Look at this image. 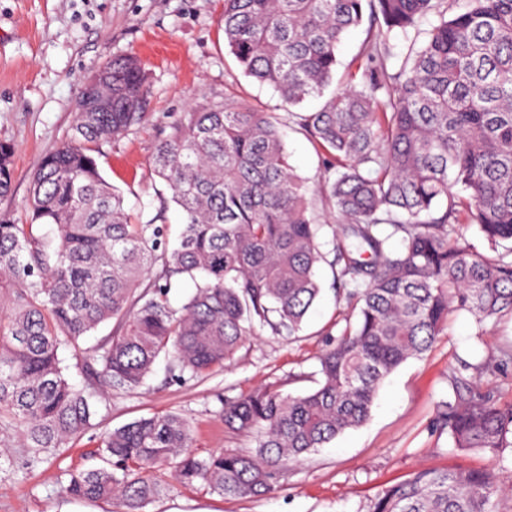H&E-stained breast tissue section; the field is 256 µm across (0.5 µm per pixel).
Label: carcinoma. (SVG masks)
Here are the masks:
<instances>
[{"instance_id": "carcinoma-1", "label": "carcinoma", "mask_w": 512, "mask_h": 512, "mask_svg": "<svg viewBox=\"0 0 512 512\" xmlns=\"http://www.w3.org/2000/svg\"><path fill=\"white\" fill-rule=\"evenodd\" d=\"M220 23L242 73L272 86L288 111L214 100L157 142L154 172L183 214L174 247L155 220L132 221L96 156L149 116V77L134 56L96 68L93 77L112 79V110L81 93L72 134L33 174L25 223L0 218V447L17 438L34 469L91 426L88 390H137L162 354L177 378L203 375L257 327L298 335L321 294L328 244L345 326L319 358L315 389L265 387L224 402V426L251 434L253 452L199 458L173 414L104 431L107 466L71 474L61 493L117 512H144L160 492L147 474L166 467L220 496L269 494L279 466L362 425L382 381L422 358L454 314L480 326L512 318V245L488 257L458 233L465 223L494 247L512 242V0H224ZM363 24L357 71L318 110L301 111L324 96L344 35ZM394 31L413 37L392 65ZM285 122L318 147L317 179L338 223H320L289 162ZM11 157L0 142V197L11 191ZM45 224L54 238L40 233ZM157 265L163 284L148 278ZM174 277L195 288L179 308ZM114 319L112 333L83 347ZM61 349L89 355L84 388L65 377ZM502 359L512 349L453 369L437 405L453 447L493 464L417 471L367 512H495L512 495V403L475 381Z\"/></svg>"}]
</instances>
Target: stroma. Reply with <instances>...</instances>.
Wrapping results in <instances>:
<instances>
[{
	"label": "stroma",
	"mask_w": 512,
	"mask_h": 512,
	"mask_svg": "<svg viewBox=\"0 0 512 512\" xmlns=\"http://www.w3.org/2000/svg\"><path fill=\"white\" fill-rule=\"evenodd\" d=\"M221 13L222 0H0V142L11 145L14 169L12 190L0 198V217L24 220L32 175L65 140L94 68L133 55L150 76L152 116L103 143L98 162L132 216L159 219L177 234L181 213L151 164L157 141L184 112L229 93L267 112L280 105L271 86L245 77L228 54ZM281 133L292 166L316 188L321 155L303 133L289 126ZM321 287L322 297L297 336L256 330L230 364L182 381L163 356L139 390L95 399L91 428L60 455L34 470L0 471V512H73L77 502L64 498L60 486L70 472L101 465V433L157 413L189 423L198 457L254 450L252 435L225 428L224 402L265 386L286 393L315 388L319 357L344 315L330 268L321 271ZM510 347L512 321L481 326L470 314H459L423 359L407 361L384 380L362 426L284 467L271 494L218 496L201 484L178 482L165 468L151 475L162 492L146 512H366L378 491L415 471L483 468L488 455L454 452L448 433L436 428L437 404L448 396L452 368Z\"/></svg>",
	"instance_id": "35a3bbf8"
}]
</instances>
